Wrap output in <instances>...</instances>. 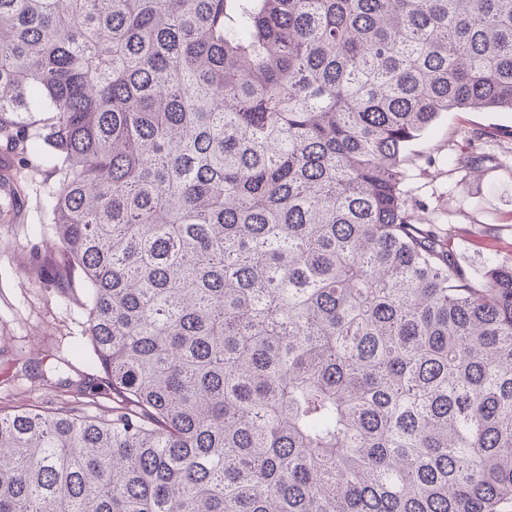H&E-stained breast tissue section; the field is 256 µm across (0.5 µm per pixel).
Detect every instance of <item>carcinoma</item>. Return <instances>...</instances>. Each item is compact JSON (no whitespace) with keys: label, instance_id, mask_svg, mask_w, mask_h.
<instances>
[{"label":"carcinoma","instance_id":"cac0c4a2","mask_svg":"<svg viewBox=\"0 0 512 512\" xmlns=\"http://www.w3.org/2000/svg\"><path fill=\"white\" fill-rule=\"evenodd\" d=\"M463 110L512 0H0V222L49 168L117 399L0 411V512H512V264L408 208Z\"/></svg>","mask_w":512,"mask_h":512}]
</instances>
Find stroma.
Here are the masks:
<instances>
[{"mask_svg": "<svg viewBox=\"0 0 512 512\" xmlns=\"http://www.w3.org/2000/svg\"><path fill=\"white\" fill-rule=\"evenodd\" d=\"M512 112H448L405 156L408 203L418 222L451 234L462 263L478 274L488 255L512 262ZM453 154L477 157L449 166ZM48 169L28 173L18 217L0 223V409L70 405L100 414L112 405L99 390L102 373L83 334L86 297L80 279L66 288L44 274L58 246L42 208Z\"/></svg>", "mask_w": 512, "mask_h": 512, "instance_id": "stroma-1", "label": "stroma"}]
</instances>
